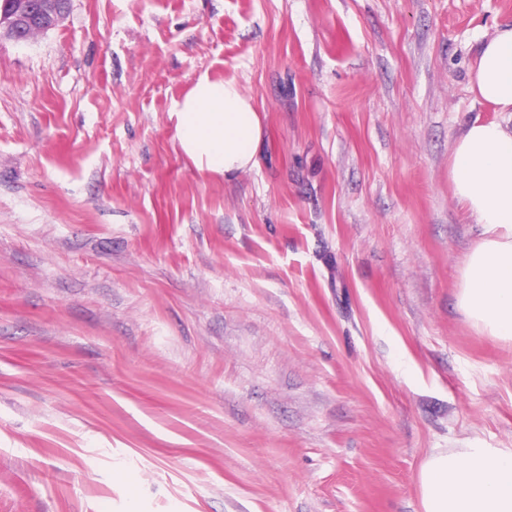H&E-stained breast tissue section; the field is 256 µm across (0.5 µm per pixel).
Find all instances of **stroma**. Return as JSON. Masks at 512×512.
Instances as JSON below:
<instances>
[{"label": "stroma", "instance_id": "obj_1", "mask_svg": "<svg viewBox=\"0 0 512 512\" xmlns=\"http://www.w3.org/2000/svg\"><path fill=\"white\" fill-rule=\"evenodd\" d=\"M512 0H71L0 37V512H423L512 448V342L458 305L454 142ZM264 128L182 153L196 78ZM172 116L179 146L200 172L226 179L255 166L263 125L237 83L198 77ZM419 483L423 512H512V448L431 453Z\"/></svg>", "mask_w": 512, "mask_h": 512}]
</instances>
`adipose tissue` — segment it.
<instances>
[{"instance_id": "1", "label": "adipose tissue", "mask_w": 512, "mask_h": 512, "mask_svg": "<svg viewBox=\"0 0 512 512\" xmlns=\"http://www.w3.org/2000/svg\"><path fill=\"white\" fill-rule=\"evenodd\" d=\"M470 89L512 113V25L481 47ZM179 146L199 171L251 170L263 137L259 113L232 81L200 76L173 109ZM454 192L482 239L462 270L458 305L480 332L512 341V124L474 121L450 158ZM419 483L423 512H512V448H454L430 454Z\"/></svg>"}]
</instances>
